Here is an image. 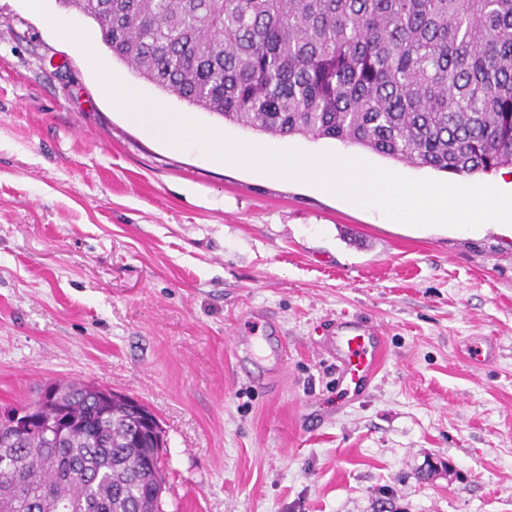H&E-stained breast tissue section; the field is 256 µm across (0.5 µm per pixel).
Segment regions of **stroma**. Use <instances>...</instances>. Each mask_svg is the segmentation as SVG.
Returning <instances> with one entry per match:
<instances>
[{
    "mask_svg": "<svg viewBox=\"0 0 512 512\" xmlns=\"http://www.w3.org/2000/svg\"><path fill=\"white\" fill-rule=\"evenodd\" d=\"M96 51L145 96L245 141L499 181L261 136ZM260 312L286 347L264 358L278 368L264 385L231 349L263 336ZM342 317L383 331L359 390L324 348ZM486 340L496 356L481 364L470 353ZM54 381L154 413L164 512H512V233L387 222L307 183L172 151L112 107L76 45L0 0V406Z\"/></svg>",
    "mask_w": 512,
    "mask_h": 512,
    "instance_id": "obj_1",
    "label": "stroma"
}]
</instances>
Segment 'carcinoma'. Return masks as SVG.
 <instances>
[{
	"mask_svg": "<svg viewBox=\"0 0 512 512\" xmlns=\"http://www.w3.org/2000/svg\"><path fill=\"white\" fill-rule=\"evenodd\" d=\"M58 2L144 80L243 127L455 174L512 165V0ZM56 387L66 439L0 428V506L163 512L162 443L135 437L129 398Z\"/></svg>",
	"mask_w": 512,
	"mask_h": 512,
	"instance_id": "carcinoma-1",
	"label": "carcinoma"
}]
</instances>
